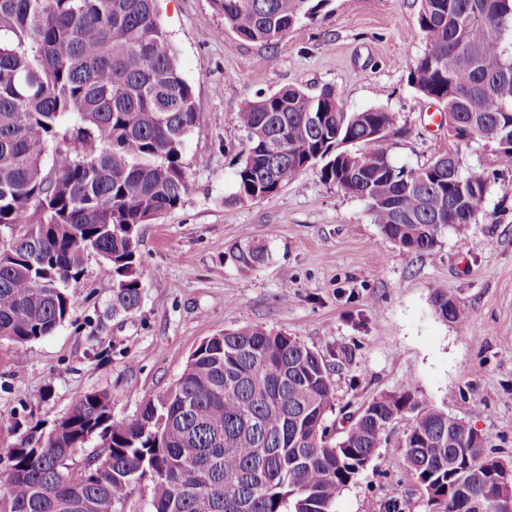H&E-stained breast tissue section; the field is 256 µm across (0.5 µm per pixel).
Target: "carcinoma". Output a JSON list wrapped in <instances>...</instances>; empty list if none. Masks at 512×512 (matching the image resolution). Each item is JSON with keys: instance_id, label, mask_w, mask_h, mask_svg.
<instances>
[{"instance_id": "obj_1", "label": "carcinoma", "mask_w": 512, "mask_h": 512, "mask_svg": "<svg viewBox=\"0 0 512 512\" xmlns=\"http://www.w3.org/2000/svg\"><path fill=\"white\" fill-rule=\"evenodd\" d=\"M327 0H214L224 26L273 43ZM425 50L409 81L438 103L456 145H494L512 168V0H421ZM199 122L192 86L155 0H0V339L26 345L71 316L86 257L112 269V314L141 307L139 229L191 187L182 162ZM246 133L228 205L269 197L308 167L367 202L385 237L432 250L450 224L483 214L489 182L448 153L410 169L385 142L394 114L350 112L335 89L263 94L234 114ZM250 272L268 249L237 244ZM436 312L463 315L448 289ZM335 388L322 356L297 338L247 325L205 338L164 393L117 422L89 391L44 437L7 449L0 512H127L151 487L149 512H335L336 496L389 438L394 421L428 512H498L496 458L477 431L416 391L383 393L340 439L327 414ZM93 440L99 452L79 459ZM467 470L481 509L457 495Z\"/></svg>"}]
</instances>
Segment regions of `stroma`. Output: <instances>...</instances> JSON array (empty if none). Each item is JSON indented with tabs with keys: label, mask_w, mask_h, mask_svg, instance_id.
Listing matches in <instances>:
<instances>
[{
	"label": "stroma",
	"mask_w": 512,
	"mask_h": 512,
	"mask_svg": "<svg viewBox=\"0 0 512 512\" xmlns=\"http://www.w3.org/2000/svg\"><path fill=\"white\" fill-rule=\"evenodd\" d=\"M160 20L191 84L199 115L182 161L192 189L174 210L142 225L141 308L112 315V273L89 255L72 317L54 334L20 346L0 341V449L34 428L49 433L88 391L107 392L115 420L134 418L165 392L207 337L263 325L297 337L329 365L336 405L326 423L348 427L372 398L404 387L475 428L486 452L512 462V168L483 141L461 146L464 172L484 174L483 214L448 228L415 253L386 238L366 202L308 168L276 194L225 204L234 191L245 133L233 115L259 95L297 85L330 86L348 111L396 116L387 143L398 166L417 168L448 150L439 104L409 82L425 43L420 0H328L274 44L225 29L213 0H158ZM250 240L272 258L239 271L231 247ZM463 313L440 317L433 287ZM388 441L336 498V512H426V495L401 446Z\"/></svg>",
	"instance_id": "obj_1"
}]
</instances>
